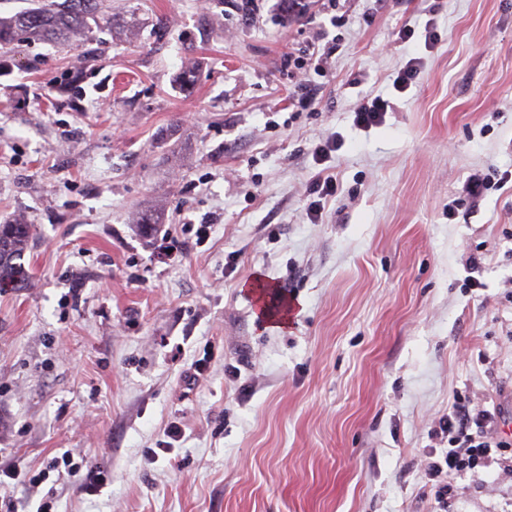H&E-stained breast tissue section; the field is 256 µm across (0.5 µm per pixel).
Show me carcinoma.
Returning a JSON list of instances; mask_svg holds the SVG:
<instances>
[{"label": "carcinoma", "instance_id": "cac0c4a2", "mask_svg": "<svg viewBox=\"0 0 512 512\" xmlns=\"http://www.w3.org/2000/svg\"><path fill=\"white\" fill-rule=\"evenodd\" d=\"M104 0H56L46 7L0 17V46L21 36L65 42L85 29L89 16L100 12ZM33 235L31 224H0V289L17 288L24 279L20 260Z\"/></svg>", "mask_w": 512, "mask_h": 512}]
</instances>
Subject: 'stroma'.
<instances>
[{
  "instance_id": "obj_1",
  "label": "stroma",
  "mask_w": 512,
  "mask_h": 512,
  "mask_svg": "<svg viewBox=\"0 0 512 512\" xmlns=\"http://www.w3.org/2000/svg\"><path fill=\"white\" fill-rule=\"evenodd\" d=\"M108 2L74 41L0 49V224L33 227L0 290L13 497L435 512L440 418L512 401V0ZM66 451L100 491L30 483ZM447 512H512V466L449 479ZM390 101L377 96L373 98L369 104H363L355 112V124L362 128H370L382 123L388 108H390ZM336 194V179L332 176L321 177L318 176L312 186L310 195H313V199L307 203L306 215L311 222L318 221L322 215L323 202L322 200L328 196H334ZM316 195V197H314ZM316 198V199H315Z\"/></svg>"
}]
</instances>
